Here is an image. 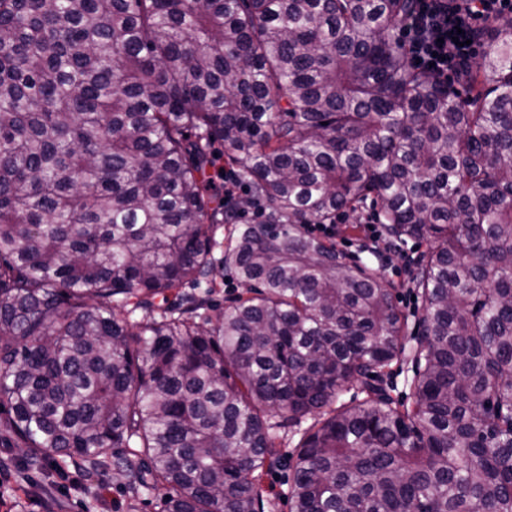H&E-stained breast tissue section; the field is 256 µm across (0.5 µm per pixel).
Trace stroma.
<instances>
[{
	"instance_id": "obj_1",
	"label": "stroma",
	"mask_w": 512,
	"mask_h": 512,
	"mask_svg": "<svg viewBox=\"0 0 512 512\" xmlns=\"http://www.w3.org/2000/svg\"><path fill=\"white\" fill-rule=\"evenodd\" d=\"M360 216L346 217L336 227V247L348 265H365L379 270L393 289L395 302L408 317V337L400 362L394 364L384 383L393 398L408 401L414 337L418 331L414 316L420 315L422 300L414 299L407 283L413 266L414 240L403 243L391 253L388 264H381L367 252L360 233ZM19 448L0 446V512H161L163 492L132 490L124 480L105 481L88 477L70 464L47 463L42 469L21 471L15 466L21 456Z\"/></svg>"
}]
</instances>
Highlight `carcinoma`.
Returning <instances> with one entry per match:
<instances>
[{
    "mask_svg": "<svg viewBox=\"0 0 512 512\" xmlns=\"http://www.w3.org/2000/svg\"><path fill=\"white\" fill-rule=\"evenodd\" d=\"M413 0H0V439L162 512H512V18L463 96L392 39ZM255 222L216 238L217 170ZM371 202L426 245L405 318L306 233ZM228 268L221 307L182 292ZM368 399L335 407L349 382ZM217 282L220 284V288H214L215 290L211 298L214 302L223 306L237 297L242 291L234 273L229 269H224V271L217 276ZM292 476V469L282 465H275L262 473L261 484L269 502L265 512H289L287 496Z\"/></svg>",
    "mask_w": 512,
    "mask_h": 512,
    "instance_id": "carcinoma-1",
    "label": "carcinoma"
}]
</instances>
